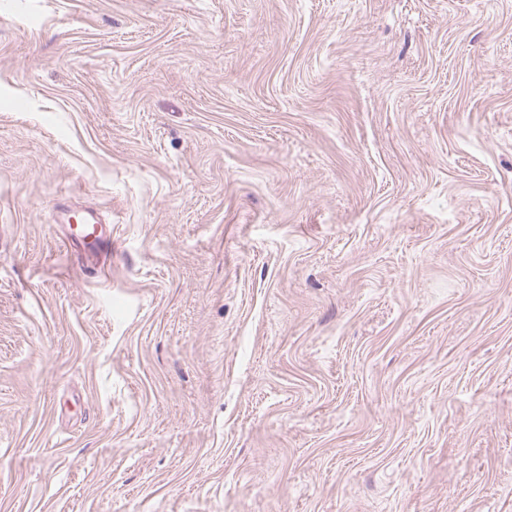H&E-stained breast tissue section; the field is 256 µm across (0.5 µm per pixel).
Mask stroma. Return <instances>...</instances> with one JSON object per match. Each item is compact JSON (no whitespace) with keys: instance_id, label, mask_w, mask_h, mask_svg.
<instances>
[{"instance_id":"stroma-1","label":"stroma","mask_w":512,"mask_h":512,"mask_svg":"<svg viewBox=\"0 0 512 512\" xmlns=\"http://www.w3.org/2000/svg\"><path fill=\"white\" fill-rule=\"evenodd\" d=\"M0 512H512V0H0ZM85 223L81 226L67 224L66 239L72 248L84 253L85 258H90L95 256V252L102 243L100 240L102 228L96 223L89 221Z\"/></svg>"}]
</instances>
